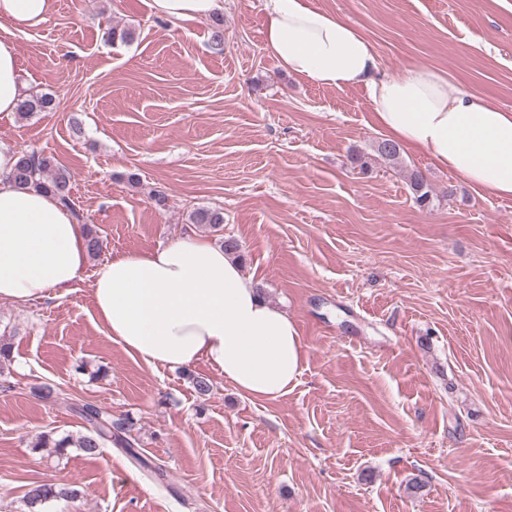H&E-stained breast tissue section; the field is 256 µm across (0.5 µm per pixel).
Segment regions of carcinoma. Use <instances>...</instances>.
<instances>
[{
	"instance_id": "cac0c4a2",
	"label": "carcinoma",
	"mask_w": 512,
	"mask_h": 512,
	"mask_svg": "<svg viewBox=\"0 0 512 512\" xmlns=\"http://www.w3.org/2000/svg\"><path fill=\"white\" fill-rule=\"evenodd\" d=\"M55 107V99L48 93L29 95L18 106V114L27 118L37 112H50ZM379 156L393 163L400 158V147L397 143L383 139L376 145ZM18 160L9 178L17 185L35 188L53 195L65 208L69 209L78 223H83V215L77 211L71 197L72 174L54 157L42 155L36 151L17 153ZM415 203L421 207L430 205L431 190L423 174L413 171L408 176ZM189 222L219 231L224 224V213L219 209L197 208L189 214ZM75 411L89 425L88 432L78 439L66 435L59 439L49 434L42 436L39 447L77 448L89 456L96 455L106 443L122 448L131 456L137 447L138 439L134 437L135 422L126 416L115 419L112 413L100 406L84 403L75 406ZM79 491L52 483H33L25 493L24 502L27 512H42L41 507L52 498L75 499Z\"/></svg>"
}]
</instances>
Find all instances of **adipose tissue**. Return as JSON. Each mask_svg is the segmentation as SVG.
Returning <instances> with one entry per match:
<instances>
[{
  "label": "adipose tissue",
  "instance_id": "obj_1",
  "mask_svg": "<svg viewBox=\"0 0 512 512\" xmlns=\"http://www.w3.org/2000/svg\"><path fill=\"white\" fill-rule=\"evenodd\" d=\"M180 26L206 21L224 0H150ZM265 47L289 73L325 87L361 86L386 136L472 187L512 197V110L416 62L382 71L372 43L312 0H265ZM52 0H0V113L23 98L15 31L46 22ZM16 154L0 148V301L24 304L71 288L87 263L81 224L51 195L8 174ZM96 313L113 342L149 365L207 362L239 393L274 401L301 373L303 344L287 312L266 302L223 248L194 233L112 256L92 273Z\"/></svg>",
  "mask_w": 512,
  "mask_h": 512
}]
</instances>
